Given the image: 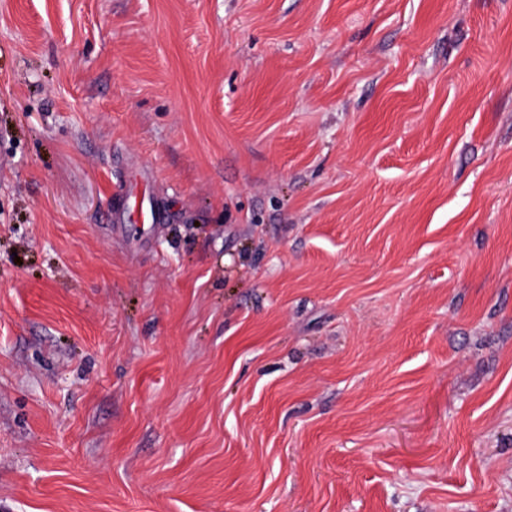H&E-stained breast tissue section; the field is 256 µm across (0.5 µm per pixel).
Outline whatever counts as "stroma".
<instances>
[{"label":"stroma","mask_w":512,"mask_h":512,"mask_svg":"<svg viewBox=\"0 0 512 512\" xmlns=\"http://www.w3.org/2000/svg\"><path fill=\"white\" fill-rule=\"evenodd\" d=\"M0 512H512V0H0Z\"/></svg>","instance_id":"1"}]
</instances>
